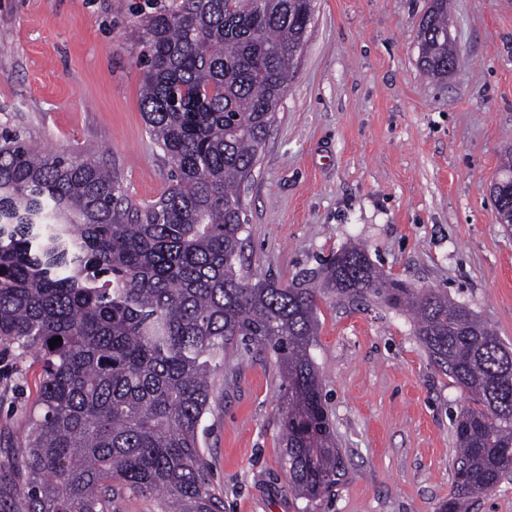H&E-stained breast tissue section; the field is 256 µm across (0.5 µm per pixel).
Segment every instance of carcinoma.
<instances>
[{
  "mask_svg": "<svg viewBox=\"0 0 512 512\" xmlns=\"http://www.w3.org/2000/svg\"><path fill=\"white\" fill-rule=\"evenodd\" d=\"M313 15V0H181L142 20L143 115L171 164L149 204L125 197L98 160L0 133V343L43 364L16 487L25 512H111L119 485L159 495L164 512H224L199 427L224 352L246 340L283 370L295 494L314 500L345 476L310 355L317 288L251 284L238 267L241 186ZM447 28L448 0H430L416 38L436 80L461 61ZM321 287L411 311L424 349L467 395L440 512H468L512 472V348L448 295L384 275L359 245L326 264Z\"/></svg>",
  "mask_w": 512,
  "mask_h": 512,
  "instance_id": "carcinoma-1",
  "label": "carcinoma"
}]
</instances>
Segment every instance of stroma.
Segmentation results:
<instances>
[{"instance_id": "35a3bbf8", "label": "stroma", "mask_w": 512, "mask_h": 512, "mask_svg": "<svg viewBox=\"0 0 512 512\" xmlns=\"http://www.w3.org/2000/svg\"><path fill=\"white\" fill-rule=\"evenodd\" d=\"M180 0H0V130L93 156L138 204L171 165L141 105L140 14ZM429 0H315L307 42L255 176L243 191L248 282L315 280L351 243L389 277L447 293L512 346V230L485 192L512 146V0H450L464 62L444 82L419 69ZM311 354L348 467L316 501L282 466V377L272 352L224 355L200 426L224 512H439L453 491L452 419L467 400L419 342L406 312L372 298L318 296ZM0 371V512L14 492L42 380L10 349Z\"/></svg>"}]
</instances>
